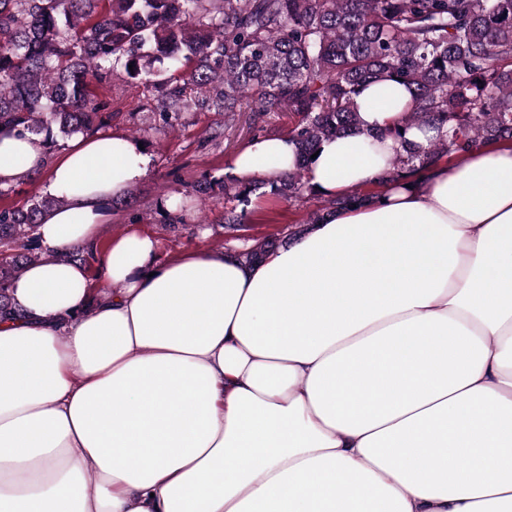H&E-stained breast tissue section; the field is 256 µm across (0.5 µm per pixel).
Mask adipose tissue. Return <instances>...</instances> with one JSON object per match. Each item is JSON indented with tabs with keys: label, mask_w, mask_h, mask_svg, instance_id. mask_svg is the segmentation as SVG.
Listing matches in <instances>:
<instances>
[{
	"label": "adipose tissue",
	"mask_w": 512,
	"mask_h": 512,
	"mask_svg": "<svg viewBox=\"0 0 512 512\" xmlns=\"http://www.w3.org/2000/svg\"><path fill=\"white\" fill-rule=\"evenodd\" d=\"M407 89L371 84L360 131L326 141L309 184L378 182L379 129ZM296 144L259 139L226 169L279 180ZM137 140L0 132V186L44 173L64 203L0 316V512H512V148L478 147L325 214L247 264L160 263L146 233L91 245L147 176Z\"/></svg>",
	"instance_id": "ef3b65f1"
}]
</instances>
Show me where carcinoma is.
<instances>
[{"instance_id":"carcinoma-1","label":"carcinoma","mask_w":512,"mask_h":512,"mask_svg":"<svg viewBox=\"0 0 512 512\" xmlns=\"http://www.w3.org/2000/svg\"><path fill=\"white\" fill-rule=\"evenodd\" d=\"M143 87V109L173 129L183 112H278L300 120L289 137L296 167L276 183H224L243 203L266 186L287 199L314 194L311 155L358 130L355 99L368 83L404 84L412 102L379 132L400 142L384 182L415 177L444 156L512 141V0H0V126L59 140L94 132L109 104L93 87L115 76ZM448 129L423 148L415 126ZM367 199L354 192L311 212ZM63 204L45 194L0 209V315L13 279L41 258L42 215ZM273 248L257 241L245 263Z\"/></svg>"}]
</instances>
